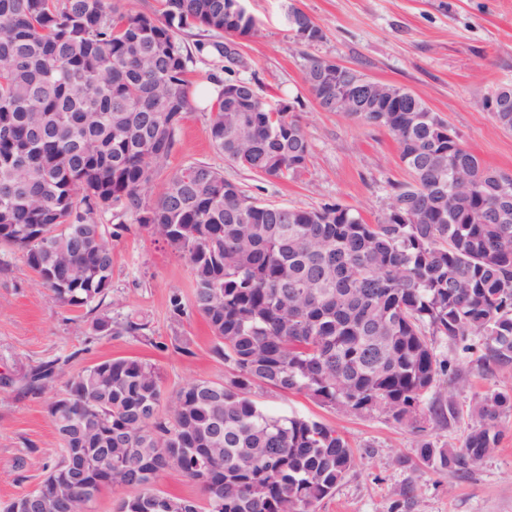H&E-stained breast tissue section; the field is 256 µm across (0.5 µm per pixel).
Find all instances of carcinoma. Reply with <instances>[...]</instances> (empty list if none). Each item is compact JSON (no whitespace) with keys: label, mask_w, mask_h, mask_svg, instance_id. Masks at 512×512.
I'll use <instances>...</instances> for the list:
<instances>
[{"label":"carcinoma","mask_w":512,"mask_h":512,"mask_svg":"<svg viewBox=\"0 0 512 512\" xmlns=\"http://www.w3.org/2000/svg\"><path fill=\"white\" fill-rule=\"evenodd\" d=\"M120 0H0V249L22 252L52 298L73 307L111 288L112 247L94 215L119 208L188 262L189 300L170 298L175 319L202 316L211 355L235 370L228 382L195 380L162 408L154 365L109 359L64 381L49 405L59 448L46 479L52 493L32 504L60 512L91 508L110 470L126 496L117 512H315L355 458L333 428L272 414L251 398L264 386L300 393L354 415L386 412L413 424L423 410L447 421L453 396L432 400L457 372L436 340H483L480 366L512 363V186L471 153L448 122L415 93L419 112H348L355 123L396 138L410 180L391 185L383 219L367 223L338 203L318 208L264 203L217 169L197 163L146 190L194 110L179 32L204 29L228 66L208 134L224 158L271 180L306 169L312 144L294 102L270 101L236 77L228 43L255 34L244 0H162L161 12H125ZM294 36L322 30L290 7ZM303 82L325 112L336 87L307 58ZM500 86L485 106L512 105ZM93 328L191 356L181 339L158 344L147 324L103 315ZM70 357L42 363L25 389L55 388ZM512 390L478 396L477 425L462 446L425 441L421 462L468 472L500 441ZM81 450L88 475L71 476ZM162 473L199 486L203 499L154 488Z\"/></svg>","instance_id":"obj_1"}]
</instances>
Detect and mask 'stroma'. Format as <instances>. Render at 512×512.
Returning <instances> with one entry per match:
<instances>
[{"instance_id":"35a3bbf8","label":"stroma","mask_w":512,"mask_h":512,"mask_svg":"<svg viewBox=\"0 0 512 512\" xmlns=\"http://www.w3.org/2000/svg\"><path fill=\"white\" fill-rule=\"evenodd\" d=\"M293 4L321 27L320 41H295L285 24ZM247 7L259 30L239 41L238 74L266 97L299 96L297 118L313 146L312 164L277 181L225 160L209 140L210 108L199 102L182 120L147 190L149 198L162 193L171 174L205 163L263 202L303 208L337 202L360 212L367 223L381 220L391 184L409 178L396 140L386 128L322 111L302 82L310 55L339 60L375 81L412 91L486 166L512 171V134L482 107L487 91L512 85V0H247ZM180 38L191 54V89L223 78L224 59L211 48L210 33L192 28ZM95 219L124 227L111 240V288L97 308L56 303L20 252H0V504L41 483L57 446L48 412L53 394L27 392L18 380L23 370L68 355L72 361L65 371L72 375L110 358L133 357L157 368L168 400L189 381H224L233 374L210 355L212 333L201 316L177 320L170 313L171 295L187 298L193 289L186 260L119 210ZM131 313L147 323L153 343L92 328L99 316L119 319ZM177 336L190 342L193 356L158 350V343ZM441 352L462 370L451 387L459 414L449 422L425 415L412 428L381 412L354 416L301 394L254 390V400L265 410L320 421L354 449V470L316 512H512V413L501 417L498 448L476 471L423 464L410 470L397 462L401 456L415 458L423 439L460 447L476 424L469 411L474 396L512 387V364L482 371L475 355L446 346Z\"/></svg>"}]
</instances>
